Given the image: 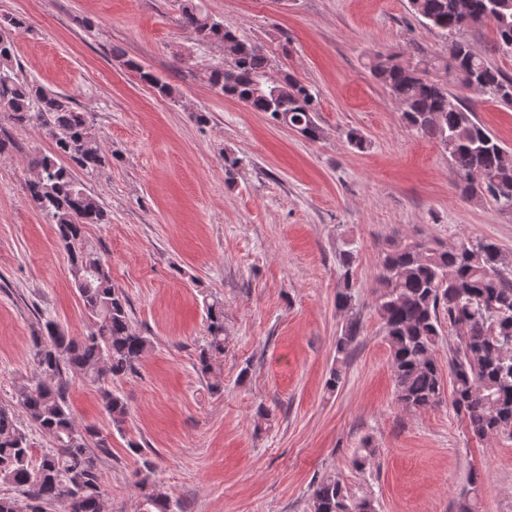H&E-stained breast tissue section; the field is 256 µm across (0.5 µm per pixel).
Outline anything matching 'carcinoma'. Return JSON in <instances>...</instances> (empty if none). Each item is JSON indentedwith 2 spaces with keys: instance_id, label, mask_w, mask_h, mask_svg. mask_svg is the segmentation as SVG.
I'll return each mask as SVG.
<instances>
[{
  "instance_id": "carcinoma-1",
  "label": "carcinoma",
  "mask_w": 512,
  "mask_h": 512,
  "mask_svg": "<svg viewBox=\"0 0 512 512\" xmlns=\"http://www.w3.org/2000/svg\"><path fill=\"white\" fill-rule=\"evenodd\" d=\"M421 22L448 38V75L461 86L512 107V77L488 64L462 35L476 25L494 31L493 50L512 55V0H409ZM181 22L205 42L231 44L232 57L209 71V83L224 96L276 125L292 128L304 138L322 136L317 122L319 93L285 74L268 82L272 60L257 45L240 39L223 22L192 0L181 4ZM24 21L10 18L0 29V112L21 128L36 127L52 142V150L29 161L35 178L26 183L29 200L57 225L72 282L90 325L85 334L71 336L52 319H39L32 330L34 372L16 391V403L0 405V482L22 493L0 496V512H48L57 502L66 512H105L102 460L112 456L110 437L89 425L76 428L66 393L78 375L94 385L103 411L116 429L128 414L125 398L112 391V382L136 369L153 347L150 337L132 329L125 292L112 283L104 252L86 238L90 224H108L110 217L77 177H91L112 159L86 115L71 98L19 76L11 29ZM129 68L160 96L175 97L174 86L141 64ZM372 76L398 102L411 131L433 142L448 155L462 197L487 201L512 212V149L504 146L478 119L474 107L452 92L448 83L430 76L431 64L420 58L404 61L400 54L377 50L369 56ZM272 87V94L260 87ZM336 309L343 314L336 336L334 367L325 382L333 393L344 382L343 367L358 344L361 313L354 287L355 247L343 242ZM375 280V309L389 345L395 399L405 410L434 408L445 399L444 377L451 383L450 404L473 436L503 435L512 439V257L494 241L460 239L446 246L409 235L387 240ZM208 336L199 347L196 370L218 393L228 336L224 333V302L204 301ZM448 343V375L437 352ZM24 412L31 426L49 437L53 447L33 454ZM377 449L365 439L352 465L363 472ZM154 463L143 461L136 482L142 512H172L168 495L154 478ZM479 474L461 495L456 512H479ZM309 512H379L369 495L348 492L337 475L315 485Z\"/></svg>"
}]
</instances>
